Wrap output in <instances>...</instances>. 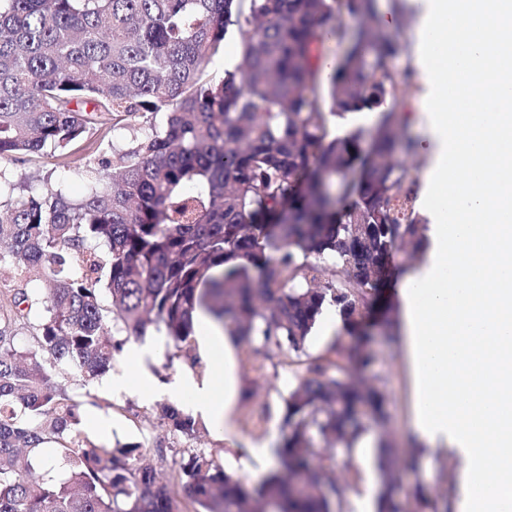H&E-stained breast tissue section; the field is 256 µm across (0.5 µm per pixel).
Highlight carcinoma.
Instances as JSON below:
<instances>
[{"label":"carcinoma","instance_id":"obj_1","mask_svg":"<svg viewBox=\"0 0 512 512\" xmlns=\"http://www.w3.org/2000/svg\"><path fill=\"white\" fill-rule=\"evenodd\" d=\"M343 11L362 31L325 82L317 45L345 36ZM230 30L241 60L219 77L210 63ZM393 53L374 0H0L1 162L53 156L110 114L147 124L82 197L12 186L0 208V262L45 283L0 289V512H175L176 484L204 512L342 508L326 452L351 450L356 410L383 417L385 394L328 374L326 357L284 399L277 465L250 489L201 450L159 481L163 441L92 440L70 382L111 370L124 330L152 327L196 363L200 310L274 355L305 353L325 304L366 336L397 252L428 249L416 209L397 205L415 199L414 144ZM384 105L364 154L362 131L329 128V113ZM348 359L361 371L373 355L360 340ZM162 416L198 432L172 405ZM378 512H398L389 484Z\"/></svg>","mask_w":512,"mask_h":512}]
</instances>
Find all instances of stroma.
Listing matches in <instances>:
<instances>
[{
	"instance_id": "1",
	"label": "stroma",
	"mask_w": 512,
	"mask_h": 512,
	"mask_svg": "<svg viewBox=\"0 0 512 512\" xmlns=\"http://www.w3.org/2000/svg\"><path fill=\"white\" fill-rule=\"evenodd\" d=\"M425 0H376L379 33L397 49L391 61L396 76L407 77L409 83L404 110L409 116L406 134L415 141L417 155L409 163L410 177L415 182L417 200H424L428 183L424 175L435 162L436 146L427 134V114L423 101L430 87L420 72L421 36L420 16ZM117 133L99 128L88 137L74 143L61 155L48 158L31 154L17 162L1 165L17 190L42 191L51 186H62L67 196L76 199L83 195L88 184V172L100 168L102 161L113 159L115 153L127 150L134 144L135 130L127 119H119ZM394 336L384 330L372 328L369 346L375 356L366 371L368 381L379 386L387 395L385 421L373 415L362 420L365 434L375 441H387L396 448L400 466L396 473L397 499L401 512H420L415 496L417 488L433 497L449 496L458 502L460 494L458 475L465 466V459L456 449L427 448L417 442L411 432L414 387L408 364L406 331L403 318L395 320ZM236 374L239 383L249 388L248 394L239 395L232 421L236 439L227 440L212 428H204L195 437L170 436L161 415V407L168 398L158 395L147 399L137 392L111 389L109 377H101L88 387L78 388L82 417L96 414L112 424V439L120 442H142L152 448L160 438L169 439L173 460H181L192 451L211 452L226 474L254 485L263 478L257 464L248 455L246 440L267 438L270 433L284 434V400L304 375V360H283L268 356L265 351L239 344L233 348ZM117 371L149 374L158 385L177 382L185 376L203 378L208 372L205 359L189 363L179 356L171 342L160 339L152 357L139 369H131L128 359H120ZM336 471L345 473L351 487L346 493L343 512H355L353 500L366 491L365 474L377 470V452L369 450L364 458L350 462L345 449H337L330 460Z\"/></svg>"
}]
</instances>
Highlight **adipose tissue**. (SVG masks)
<instances>
[{
  "mask_svg": "<svg viewBox=\"0 0 512 512\" xmlns=\"http://www.w3.org/2000/svg\"><path fill=\"white\" fill-rule=\"evenodd\" d=\"M197 341L200 353L213 362L214 373L200 380L187 377L175 392L188 397L190 408L215 429L232 431L237 390L229 339L213 322L203 317L198 322Z\"/></svg>",
  "mask_w": 512,
  "mask_h": 512,
  "instance_id": "1",
  "label": "adipose tissue"
}]
</instances>
